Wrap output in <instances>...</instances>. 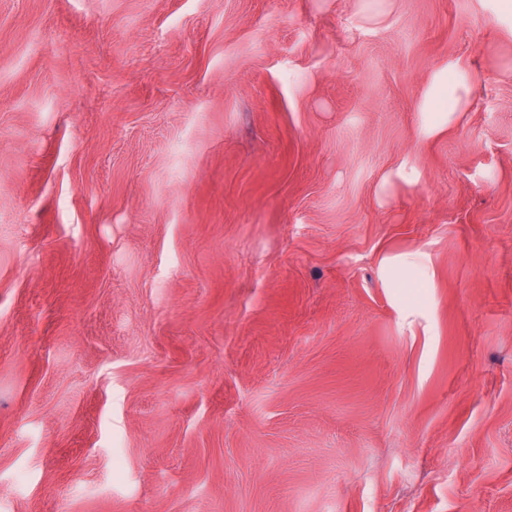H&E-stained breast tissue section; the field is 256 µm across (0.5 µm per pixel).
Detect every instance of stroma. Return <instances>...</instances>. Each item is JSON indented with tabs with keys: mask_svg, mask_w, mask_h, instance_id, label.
I'll use <instances>...</instances> for the list:
<instances>
[{
	"mask_svg": "<svg viewBox=\"0 0 512 512\" xmlns=\"http://www.w3.org/2000/svg\"><path fill=\"white\" fill-rule=\"evenodd\" d=\"M0 512H512V0H0Z\"/></svg>",
	"mask_w": 512,
	"mask_h": 512,
	"instance_id": "obj_1",
	"label": "stroma"
}]
</instances>
